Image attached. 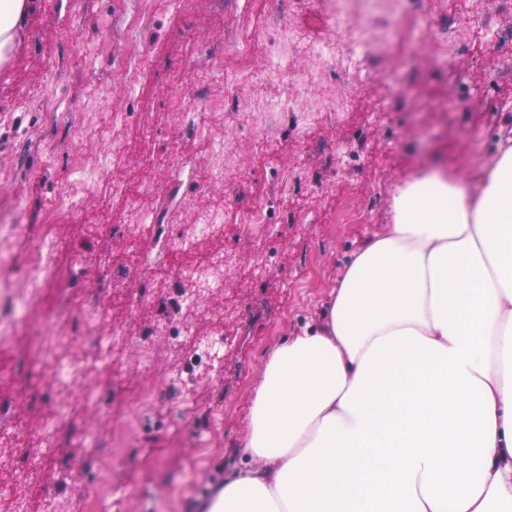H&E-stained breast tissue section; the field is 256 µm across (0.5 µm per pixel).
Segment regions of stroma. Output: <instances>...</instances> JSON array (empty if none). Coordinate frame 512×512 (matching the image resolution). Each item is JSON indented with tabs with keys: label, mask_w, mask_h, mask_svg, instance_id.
<instances>
[{
	"label": "stroma",
	"mask_w": 512,
	"mask_h": 512,
	"mask_svg": "<svg viewBox=\"0 0 512 512\" xmlns=\"http://www.w3.org/2000/svg\"><path fill=\"white\" fill-rule=\"evenodd\" d=\"M272 0H33L7 63L0 65V217L24 224L11 240L10 278L30 301L23 323L0 338V512H12L23 496L27 512H86L94 491L97 456L127 422L126 402L146 385L160 400L142 419L135 440L113 464L112 491L96 512H196L209 485L242 460L235 453L250 424V392L262 377L266 352L306 323L317 322L341 271L364 240L387 223L396 187L433 168L470 182L482 173L481 158L503 129L512 128V76L501 72L495 35L474 39L456 56L444 79L431 71L436 36L406 40L401 21L384 29L395 46H407L417 79L403 89L407 109L376 116L371 106L399 70L348 82V111L328 125L287 129L273 140L248 135L239 119L219 121L199 112L206 135L192 139L164 113L190 102L186 50L195 43L220 45L227 30H261ZM431 13H464L473 24L512 27L502 0H429ZM331 0H309L306 10L280 15L282 27L306 40L272 80L255 82L267 55L255 49L236 82L243 106L286 102L318 94L300 84L299 71L315 66L322 44H340L331 22ZM152 53L140 68V85L126 92L119 71L137 58L142 44ZM124 113L125 132L113 146L109 131ZM235 149L237 168L223 182L208 176L210 145ZM179 145L181 161L198 172L193 207L175 209L170 223L183 241L165 257L132 263L135 246L151 230L139 215L162 204L173 180L165 158ZM280 180L278 203L293 224H273L259 248L237 235L246 220L241 196H269ZM148 186L130 200L125 186ZM85 204L76 222L51 224L45 214L65 187ZM348 202L364 220L340 224L336 211ZM224 211V230L195 236L197 212ZM50 238L53 276L25 288L31 247ZM224 257V285L201 292L181 272L202 274L213 255ZM107 256L126 280L105 286L99 266ZM93 293L116 327L112 339L87 335L82 321L60 323L64 293ZM181 336L164 340L167 324ZM65 329L71 343L60 362H85L80 377L60 385L50 360H38V336ZM202 340L222 341L215 362L187 375L186 361ZM153 344L155 362H141L137 347ZM108 357L111 368L98 365ZM64 422L54 437L46 427L54 404ZM223 445H209L215 423Z\"/></svg>",
	"instance_id": "obj_1"
}]
</instances>
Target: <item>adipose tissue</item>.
<instances>
[{
  "label": "adipose tissue",
  "mask_w": 512,
  "mask_h": 512,
  "mask_svg": "<svg viewBox=\"0 0 512 512\" xmlns=\"http://www.w3.org/2000/svg\"><path fill=\"white\" fill-rule=\"evenodd\" d=\"M250 403L201 512H512V134L396 189Z\"/></svg>",
  "instance_id": "adipose-tissue-1"
}]
</instances>
